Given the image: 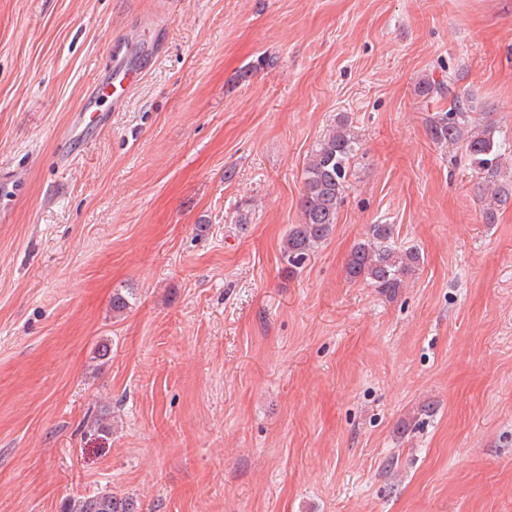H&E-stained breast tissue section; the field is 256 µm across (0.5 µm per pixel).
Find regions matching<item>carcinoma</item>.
<instances>
[{
	"label": "carcinoma",
	"mask_w": 512,
	"mask_h": 512,
	"mask_svg": "<svg viewBox=\"0 0 512 512\" xmlns=\"http://www.w3.org/2000/svg\"><path fill=\"white\" fill-rule=\"evenodd\" d=\"M474 111L470 99L456 96L448 111L434 117L430 132L436 141L463 143L487 190L483 217L485 223L492 224L497 210L512 204V177L502 168L506 144L496 139L492 124H481L474 119ZM357 144L358 137L348 120L341 118L310 155L305 166L302 221L289 228L281 245L289 271L299 268L331 235L344 201ZM395 234L394 224L369 225L364 238L349 254L346 269L350 279L362 280L384 294H396L423 263V255L416 246H396ZM130 299L132 292L129 290H115L112 312L120 315L129 309ZM62 512H139V508L131 497L95 492L67 498Z\"/></svg>",
	"instance_id": "cac0c4a2"
}]
</instances>
